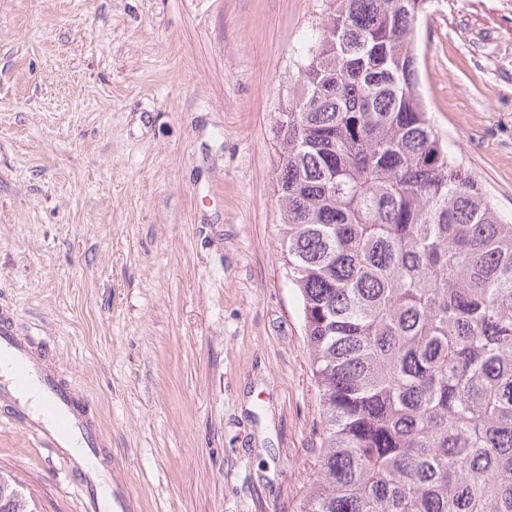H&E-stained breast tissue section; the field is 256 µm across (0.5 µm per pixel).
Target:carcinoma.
<instances>
[{"label": "carcinoma", "instance_id": "1", "mask_svg": "<svg viewBox=\"0 0 512 512\" xmlns=\"http://www.w3.org/2000/svg\"><path fill=\"white\" fill-rule=\"evenodd\" d=\"M429 4L330 0L276 122L321 399L298 512H512V224L426 112ZM0 512H33L3 473Z\"/></svg>", "mask_w": 512, "mask_h": 512}]
</instances>
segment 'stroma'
I'll return each instance as SVG.
<instances>
[{
  "label": "stroma",
  "mask_w": 512,
  "mask_h": 512,
  "mask_svg": "<svg viewBox=\"0 0 512 512\" xmlns=\"http://www.w3.org/2000/svg\"><path fill=\"white\" fill-rule=\"evenodd\" d=\"M326 0H0V309L97 412L138 512H296L319 390L280 253L276 120ZM429 116L512 222V0H432ZM79 512L0 416V472Z\"/></svg>",
  "instance_id": "stroma-1"
}]
</instances>
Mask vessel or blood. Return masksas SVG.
<instances>
[{
    "mask_svg": "<svg viewBox=\"0 0 512 512\" xmlns=\"http://www.w3.org/2000/svg\"><path fill=\"white\" fill-rule=\"evenodd\" d=\"M9 376L0 382V407L36 442L54 449L67 478L77 487L81 512H134L131 498L100 496L85 452L105 445L97 417L71 382L62 378L45 351L0 318V363Z\"/></svg>",
    "mask_w": 512,
    "mask_h": 512,
    "instance_id": "1",
    "label": "vessel or blood"
}]
</instances>
